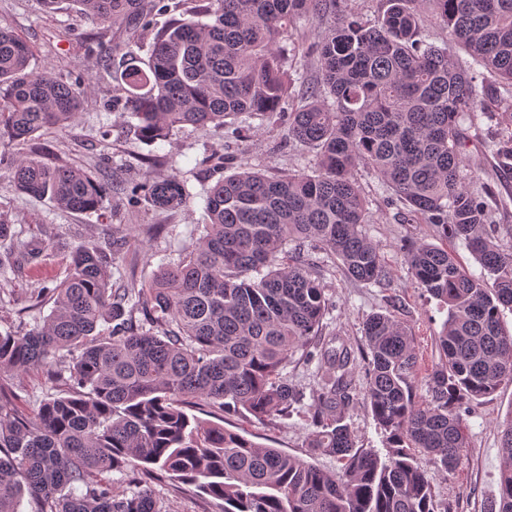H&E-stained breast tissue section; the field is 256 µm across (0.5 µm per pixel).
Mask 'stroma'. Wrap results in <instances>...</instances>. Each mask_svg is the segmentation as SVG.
<instances>
[{
	"label": "stroma",
	"mask_w": 512,
	"mask_h": 512,
	"mask_svg": "<svg viewBox=\"0 0 512 512\" xmlns=\"http://www.w3.org/2000/svg\"><path fill=\"white\" fill-rule=\"evenodd\" d=\"M0 26L10 27L32 45L34 67H50L60 77L82 73L85 81L84 109L67 128L46 135L44 144L51 155L89 172L100 185L136 179L143 157L167 156L178 171L188 172L189 204L160 210L129 206L121 196L107 199L97 212L63 211L49 199L18 194L10 186L7 165H0V213L17 225L24 240L48 243L37 267H24L0 278V332L26 331L50 311L49 304L35 305L39 288L64 279L72 246L81 240L98 243L118 237L124 248L115 254L114 277L148 281L160 265L176 262L182 251L202 235L206 222L204 196L219 174H233L248 168L268 174L304 171L315 152L289 141L281 127L254 125L245 137L225 136L223 130L206 132L187 127L175 131L167 142L155 147L138 139L129 118L116 102L112 81L100 68V60L114 56L130 44L129 32L104 25L79 8L61 4L45 13L39 0H0ZM471 161L482 170V180L498 230L512 227V170L501 169L484 146L496 139L500 128L485 116H477L467 129ZM228 163L216 172L219 155ZM358 179L368 202L366 236L377 247L388 272L386 285L353 280L340 262L317 254L322 282L332 305L323 320V336L335 335L359 349L364 344L363 323L375 313H393L409 326L418 367L419 395H426V376L438 362L437 334L446 313L436 300L428 298L408 271L406 248L425 241L438 243L434 225L403 218L404 207L388 201L377 180L366 170ZM69 371L56 365L54 373L33 369L22 373H0V386L8 389L15 406L25 415H36L42 401L52 394L65 393ZM188 414L211 417L225 429L254 442L306 457V438L311 430L307 412L275 421L245 417L238 413L207 414L205 406L193 404ZM512 415V381H505L493 393L469 404L465 448L453 472L437 477L433 492L446 512H486L498 490L503 458L500 438L503 425ZM154 493L162 512H224L223 501L202 495L194 487L157 482Z\"/></svg>",
	"instance_id": "1"
}]
</instances>
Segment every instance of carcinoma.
Segmentation results:
<instances>
[{"label": "carcinoma", "instance_id": "cac0c4a2", "mask_svg": "<svg viewBox=\"0 0 512 512\" xmlns=\"http://www.w3.org/2000/svg\"><path fill=\"white\" fill-rule=\"evenodd\" d=\"M71 2L134 38L155 32L147 58L130 49L121 67H104L141 140L165 142L185 125L237 138L257 118L316 154L303 172L220 177L206 192L203 235L149 282L113 279L110 243L71 248L66 278L37 293L52 302L49 314L29 331L0 332V373L66 362L74 382L32 419L0 387V512H22L27 494L39 512H161L151 489L161 476L224 501V512H438L433 483L457 467L464 406L512 379V333L500 320L512 310V246L489 228L486 197L466 184L478 172L462 174L463 123L478 111L506 125L492 147L512 170V0H382L372 21L342 9L345 0H202L158 31L142 0ZM427 17L470 64L425 41ZM299 51L316 59L318 78L287 112ZM33 55L0 27V146L39 140L84 108L81 77L35 70ZM485 72L491 88L479 81ZM143 165L141 179L119 187L131 204L189 202L187 180L158 171L161 156ZM362 168L405 206V220L435 225L486 271L469 273L446 247L407 248L412 277L447 310L441 361L422 400L409 329L389 313L365 320L363 400L385 437L384 458L357 447L346 423L355 352L334 336L319 340L329 299L312 259L320 250L357 281H385L362 231ZM10 174L18 192L60 209L103 208L89 173L42 149L20 155ZM17 251L33 261L41 248L19 242L0 218V274ZM104 324L112 325L106 335ZM299 351L319 366L308 405L283 374ZM193 399L268 420L306 405L309 455L342 468L324 470L190 415L184 405ZM500 451L507 462L488 512H512V419ZM419 452L433 470L421 468ZM111 471L134 478L122 491L92 480Z\"/></svg>", "mask_w": 512, "mask_h": 512}]
</instances>
